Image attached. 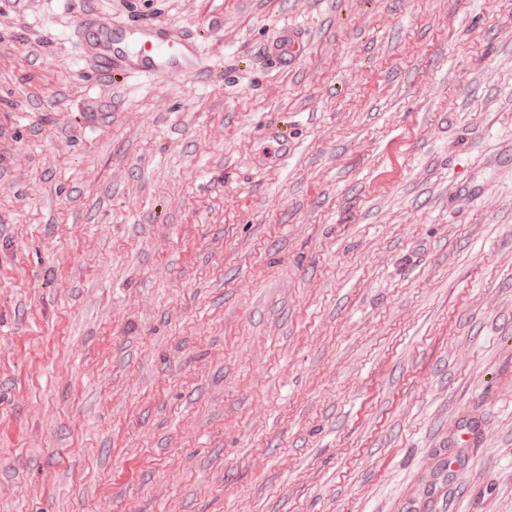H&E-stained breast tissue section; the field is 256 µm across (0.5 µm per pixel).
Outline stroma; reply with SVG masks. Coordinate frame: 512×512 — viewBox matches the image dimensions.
Masks as SVG:
<instances>
[{"label": "stroma", "mask_w": 512, "mask_h": 512, "mask_svg": "<svg viewBox=\"0 0 512 512\" xmlns=\"http://www.w3.org/2000/svg\"><path fill=\"white\" fill-rule=\"evenodd\" d=\"M0 512H512V0H0ZM120 28L96 10L87 11L79 20L76 34L83 45V58L102 79L152 80L170 74L205 76L213 72L201 59L193 34L150 22ZM302 48L300 37L293 28L283 26L278 35L267 47V57L274 66L286 68L291 66Z\"/></svg>", "instance_id": "stroma-1"}]
</instances>
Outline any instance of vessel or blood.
I'll list each match as a JSON object with an SVG mask.
<instances>
[{
  "instance_id": "obj_1",
  "label": "vessel or blood",
  "mask_w": 512,
  "mask_h": 512,
  "mask_svg": "<svg viewBox=\"0 0 512 512\" xmlns=\"http://www.w3.org/2000/svg\"><path fill=\"white\" fill-rule=\"evenodd\" d=\"M76 34L83 45L86 64L100 78L152 80L170 74H206L211 67L198 53L194 35L139 22L120 29L110 17L87 11L79 20ZM302 48L294 29L281 27L267 47L273 65L291 66Z\"/></svg>"
}]
</instances>
